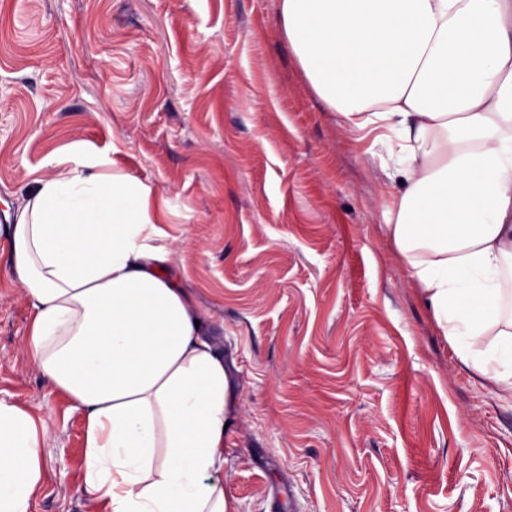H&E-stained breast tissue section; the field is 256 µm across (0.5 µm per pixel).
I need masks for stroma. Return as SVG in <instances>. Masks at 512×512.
Wrapping results in <instances>:
<instances>
[{
  "instance_id": "1",
  "label": "stroma",
  "mask_w": 512,
  "mask_h": 512,
  "mask_svg": "<svg viewBox=\"0 0 512 512\" xmlns=\"http://www.w3.org/2000/svg\"><path fill=\"white\" fill-rule=\"evenodd\" d=\"M169 201L235 380L234 512H512V397L464 367L392 242L397 139L318 99L277 0H0V226L73 143ZM0 236V397L50 426L33 512H90L83 425L31 362Z\"/></svg>"
}]
</instances>
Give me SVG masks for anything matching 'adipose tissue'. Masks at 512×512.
<instances>
[{"label": "adipose tissue", "mask_w": 512, "mask_h": 512, "mask_svg": "<svg viewBox=\"0 0 512 512\" xmlns=\"http://www.w3.org/2000/svg\"><path fill=\"white\" fill-rule=\"evenodd\" d=\"M278 16L340 125L400 137L389 235L460 362L512 394V0H278ZM52 165L6 237L31 304L25 349L83 419L84 496L93 512H231L214 477L229 374L167 200L85 145ZM48 439L0 397V512H32Z\"/></svg>", "instance_id": "adipose-tissue-1"}]
</instances>
